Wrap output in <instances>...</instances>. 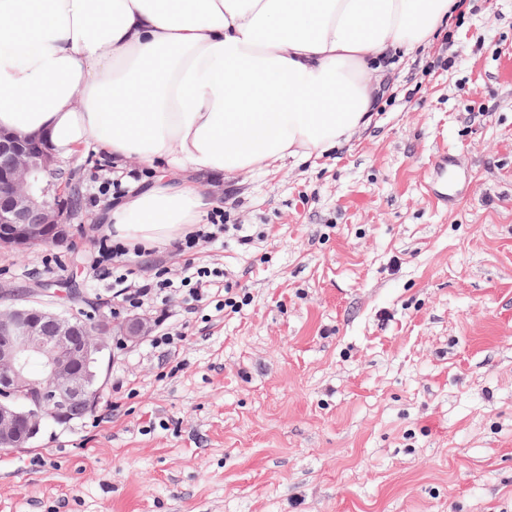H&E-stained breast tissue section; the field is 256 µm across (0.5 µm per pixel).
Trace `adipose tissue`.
<instances>
[{"label":"adipose tissue","mask_w":512,"mask_h":512,"mask_svg":"<svg viewBox=\"0 0 512 512\" xmlns=\"http://www.w3.org/2000/svg\"><path fill=\"white\" fill-rule=\"evenodd\" d=\"M456 0H0V128L66 159L164 164L101 216L170 247L212 207V179L348 142L397 53L428 46ZM182 173L168 180L167 170Z\"/></svg>","instance_id":"obj_1"}]
</instances>
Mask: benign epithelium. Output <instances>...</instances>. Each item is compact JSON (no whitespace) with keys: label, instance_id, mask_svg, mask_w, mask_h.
Listing matches in <instances>:
<instances>
[{"label":"benign epithelium","instance_id":"obj_1","mask_svg":"<svg viewBox=\"0 0 512 512\" xmlns=\"http://www.w3.org/2000/svg\"><path fill=\"white\" fill-rule=\"evenodd\" d=\"M48 142L38 135L0 131V249L24 253L37 244L61 245L93 225L65 206L75 186ZM57 282L22 290L0 285V447L26 448L47 422L74 421L76 403L87 416L98 406L100 368L110 347L108 316L89 330L76 306L59 311L45 302ZM148 319L132 316L118 333L130 341L149 335Z\"/></svg>","mask_w":512,"mask_h":512}]
</instances>
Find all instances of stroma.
I'll return each instance as SVG.
<instances>
[{"label":"stroma","mask_w":512,"mask_h":512,"mask_svg":"<svg viewBox=\"0 0 512 512\" xmlns=\"http://www.w3.org/2000/svg\"><path fill=\"white\" fill-rule=\"evenodd\" d=\"M461 12L350 142L212 180L203 221L231 231L155 257L248 305L174 292L176 348L112 339L98 409L0 453V512H512V0ZM96 251H0V282L123 321Z\"/></svg>","instance_id":"obj_1"}]
</instances>
